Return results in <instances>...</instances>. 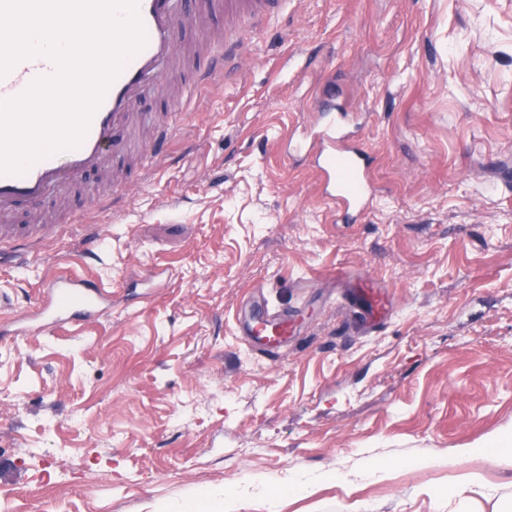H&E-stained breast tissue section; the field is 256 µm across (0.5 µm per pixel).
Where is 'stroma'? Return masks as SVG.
<instances>
[{
	"label": "stroma",
	"instance_id": "35a3bbf8",
	"mask_svg": "<svg viewBox=\"0 0 512 512\" xmlns=\"http://www.w3.org/2000/svg\"><path fill=\"white\" fill-rule=\"evenodd\" d=\"M242 53L147 180L115 158V216L75 188L0 224V512H512V0H289ZM324 94L374 159L354 224L285 150ZM59 275L111 310L16 334ZM258 288L295 314L277 357L237 331ZM350 300L352 304H357L361 301H367L369 304V322L368 327L371 328L377 325L387 313V306L384 299L376 288H374L368 281L361 280L357 288L350 293Z\"/></svg>",
	"mask_w": 512,
	"mask_h": 512
}]
</instances>
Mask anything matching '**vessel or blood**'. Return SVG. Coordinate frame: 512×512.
<instances>
[{
	"label": "vessel or blood",
	"mask_w": 512,
	"mask_h": 512,
	"mask_svg": "<svg viewBox=\"0 0 512 512\" xmlns=\"http://www.w3.org/2000/svg\"><path fill=\"white\" fill-rule=\"evenodd\" d=\"M287 7L288 0H137L145 33L144 46L124 61L78 146L44 156L23 173L0 174V217L23 209L31 221L43 223L42 214L33 208L35 202L81 184L89 175L109 174L112 157L130 150L133 130L141 120L138 103L158 91L166 74L181 63V45L191 34L193 14L221 10L261 25L273 15L285 12ZM239 48L235 30H225L212 38L210 45L189 65L188 84L172 92L174 110L148 119L150 137L148 144L141 147V174L150 172L157 161L155 147L173 137L180 116L193 111L195 96L223 80L226 71L240 70ZM55 71V63L44 55L19 60L0 76V101L20 96L35 80L52 76ZM327 116L325 127L289 137L287 150L289 156L313 160L322 197L336 209L338 221L349 224L372 204L370 159L345 130L347 112L331 107ZM43 297V308L22 325V332L89 321L103 315L111 306L105 286L67 276L50 280ZM350 300L355 304L368 302L370 325H377L387 313L384 299L368 281H361L354 288ZM292 332L293 321L287 310L270 306L266 307L264 316L246 318L241 329L252 349L269 355L287 348Z\"/></svg>",
	"instance_id": "obj_1"
}]
</instances>
